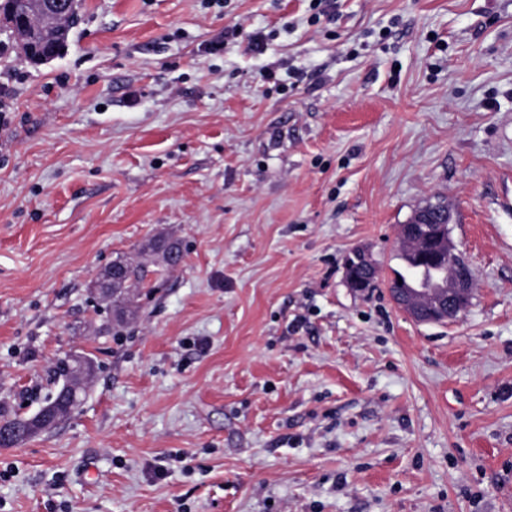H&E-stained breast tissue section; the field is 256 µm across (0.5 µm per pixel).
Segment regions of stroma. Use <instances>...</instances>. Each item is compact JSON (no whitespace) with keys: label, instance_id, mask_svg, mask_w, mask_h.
<instances>
[{"label":"stroma","instance_id":"1","mask_svg":"<svg viewBox=\"0 0 512 512\" xmlns=\"http://www.w3.org/2000/svg\"><path fill=\"white\" fill-rule=\"evenodd\" d=\"M79 15L52 61L0 54V404L35 412L61 358L96 371L0 447V512H512V0ZM434 194L476 275L447 324L389 293ZM157 236L180 262L144 259L103 331L96 281ZM350 256L356 257L361 268V274L357 275L354 272L346 273V283L355 292H366L374 285L376 263L372 255L363 249L353 250L347 257L349 258Z\"/></svg>","mask_w":512,"mask_h":512}]
</instances>
